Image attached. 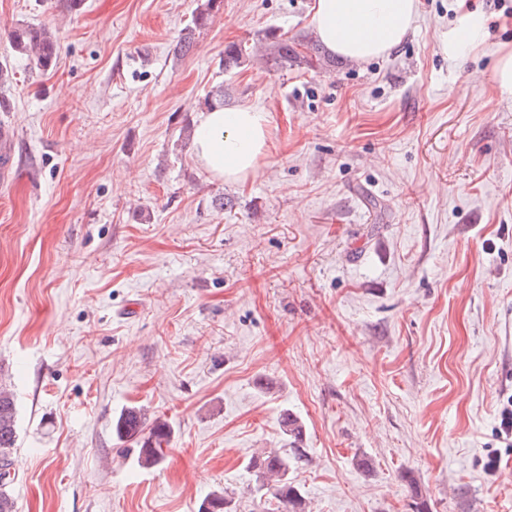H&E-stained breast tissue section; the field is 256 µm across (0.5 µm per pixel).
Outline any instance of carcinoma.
Instances as JSON below:
<instances>
[{
  "label": "carcinoma",
  "mask_w": 512,
  "mask_h": 512,
  "mask_svg": "<svg viewBox=\"0 0 512 512\" xmlns=\"http://www.w3.org/2000/svg\"><path fill=\"white\" fill-rule=\"evenodd\" d=\"M223 0H203L196 8L191 25L173 48L177 57H185L195 46V32L206 28L214 14L221 9ZM10 38L15 49L26 56L40 70L52 68L59 53L58 38L44 25H28L11 32ZM300 43L290 41L282 35L269 33L265 36L264 52L267 61L281 67L310 63L298 51ZM247 55L244 44L232 43L224 49L223 65L228 71L238 68ZM145 414L138 407H127L115 418L112 431L120 442L135 445L132 452L137 463L143 468H155L164 459L163 445L169 442L170 429L166 421L156 419L149 432H144ZM17 442V407L9 385L0 378V512H15V504L8 492L12 482V451ZM305 457V449L291 448L289 452H263L251 458L249 468L262 479L261 488L271 492L277 508L283 512H305L304 500L299 489L288 479V460L296 462ZM199 512H237L233 501L224 492H215L200 505Z\"/></svg>",
  "instance_id": "1"
}]
</instances>
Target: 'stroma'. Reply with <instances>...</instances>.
Returning <instances> with one entry per match:
<instances>
[{"label":"stroma","mask_w":512,"mask_h":512,"mask_svg":"<svg viewBox=\"0 0 512 512\" xmlns=\"http://www.w3.org/2000/svg\"><path fill=\"white\" fill-rule=\"evenodd\" d=\"M316 0H0V376L16 512H267L252 454L307 458L306 512H512V0H419L388 56L288 68L231 43L310 36ZM481 11L485 40L445 42ZM56 31V67L12 46ZM269 112L261 173L212 177L191 128L216 87ZM227 207H220V200ZM378 200L382 212L372 209ZM165 419L140 468L112 422ZM202 1L192 16L191 25L186 27V33L179 38L173 48L176 57H185L192 52L195 46V32L205 29L210 24L214 14L219 12L224 2L223 0Z\"/></svg>","instance_id":"stroma-1"}]
</instances>
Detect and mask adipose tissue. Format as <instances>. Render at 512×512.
I'll list each match as a JSON object with an SVG mask.
<instances>
[{
	"label": "adipose tissue",
	"instance_id": "adipose-tissue-1",
	"mask_svg": "<svg viewBox=\"0 0 512 512\" xmlns=\"http://www.w3.org/2000/svg\"><path fill=\"white\" fill-rule=\"evenodd\" d=\"M419 0H316L310 25L324 49L361 65L384 57L410 33ZM270 136L267 112L251 106L202 113L192 135L196 160L213 176H257Z\"/></svg>",
	"mask_w": 512,
	"mask_h": 512
}]
</instances>
